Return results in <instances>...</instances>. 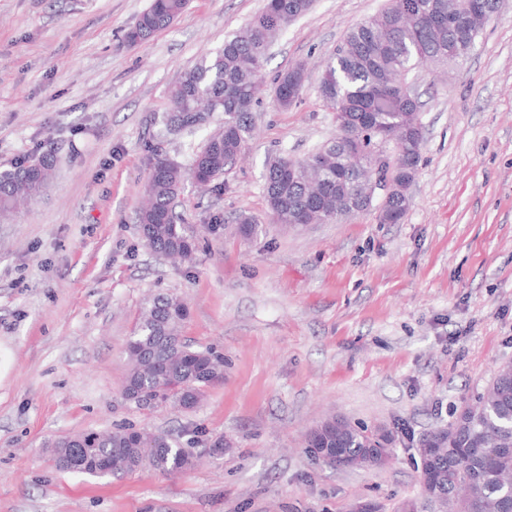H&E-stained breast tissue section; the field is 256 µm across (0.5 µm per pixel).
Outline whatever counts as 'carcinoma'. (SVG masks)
Instances as JSON below:
<instances>
[{"mask_svg":"<svg viewBox=\"0 0 512 512\" xmlns=\"http://www.w3.org/2000/svg\"><path fill=\"white\" fill-rule=\"evenodd\" d=\"M188 0H150L134 27L125 34L139 43L169 27L185 10ZM312 0H266L262 11L243 29L207 52L169 91L163 117L166 135L202 128L203 118L224 113V125L209 136L193 159L190 173L197 184L222 189L217 180L234 166L254 134L253 109L260 102L268 51L288 24L307 12ZM417 0H388V6L352 26L324 69L323 83L336 87L322 94L335 112H375L377 127L404 133L394 155L374 150V132L354 126L338 131L330 145L296 160L299 170L288 171L291 160L268 163L265 190L268 213L275 224H297L308 204L317 203L313 220H332L349 214L344 200L360 189V169L369 168L379 182L402 183L417 175L423 138L416 137L412 115L419 98L404 94L405 76L420 66L431 68L463 60L483 30V18L474 15L465 26L448 31V5L468 0H434L433 18L415 11ZM305 66L280 75L273 104L288 110L304 88ZM357 142L359 152L348 154L342 142ZM153 167L145 185L147 201L138 221L146 245L172 259L189 260L196 239L175 211L186 173L182 166L151 148ZM55 174L50 151L0 171V218L7 220L38 198ZM411 199L394 193L379 209L407 212ZM238 233L250 238L259 225L249 216L235 217ZM185 304L174 295H159L145 308L127 347L128 371L122 390L135 404L142 398L152 407L171 405L183 410L197 406L204 391L224 379V357L210 348H197L182 336ZM391 431L373 432L328 417L307 436V447L330 467L383 468L391 460ZM57 467L91 477L123 478L147 466L160 473L194 468L198 458L168 433L134 426L110 431H86L54 442ZM423 502L407 500L400 512H512V364L498 367L475 402L455 411L448 426L431 431L416 443Z\"/></svg>","mask_w":512,"mask_h":512,"instance_id":"cac0c4a2","label":"carcinoma"}]
</instances>
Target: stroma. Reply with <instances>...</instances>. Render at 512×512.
<instances>
[{
	"mask_svg": "<svg viewBox=\"0 0 512 512\" xmlns=\"http://www.w3.org/2000/svg\"><path fill=\"white\" fill-rule=\"evenodd\" d=\"M386 0H314L278 38L265 84L307 65L290 110L270 94L222 192L185 180L191 262L139 231L148 146L168 90L265 0H189L168 28L124 41L149 0H0V170L44 151L55 175L0 223V512H380L421 495L417 440L512 362V0L463 64L416 69L424 141L401 223L368 209L272 223L265 173L332 141L322 64ZM252 216L257 236L233 221ZM224 230L208 233L214 219ZM158 294L187 305V339L224 355L191 410L125 400L126 346ZM395 434L381 469H333L305 444L326 416ZM131 425L173 435L195 468L121 479L56 467L49 445ZM223 437V456H206Z\"/></svg>",
	"mask_w": 512,
	"mask_h": 512,
	"instance_id": "obj_1",
	"label": "stroma"
}]
</instances>
